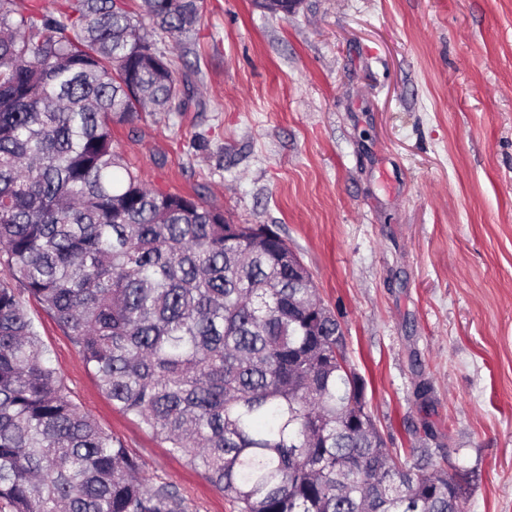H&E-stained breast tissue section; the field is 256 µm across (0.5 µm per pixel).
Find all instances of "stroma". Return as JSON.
<instances>
[{"instance_id": "1", "label": "stroma", "mask_w": 512, "mask_h": 512, "mask_svg": "<svg viewBox=\"0 0 512 512\" xmlns=\"http://www.w3.org/2000/svg\"><path fill=\"white\" fill-rule=\"evenodd\" d=\"M183 112L116 125L152 189L266 224L309 269L389 447L512 512V0H204ZM25 306L77 406L190 512H237ZM427 399L416 396L420 384Z\"/></svg>"}]
</instances>
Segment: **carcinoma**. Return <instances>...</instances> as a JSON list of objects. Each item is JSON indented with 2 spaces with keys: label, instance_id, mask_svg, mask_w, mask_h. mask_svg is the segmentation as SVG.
Wrapping results in <instances>:
<instances>
[{
  "label": "carcinoma",
  "instance_id": "obj_1",
  "mask_svg": "<svg viewBox=\"0 0 512 512\" xmlns=\"http://www.w3.org/2000/svg\"><path fill=\"white\" fill-rule=\"evenodd\" d=\"M201 0H0V501L10 512H190L82 411L22 297L112 403L238 512H466L431 449L387 447L336 351V315L265 224L149 188L112 126L181 107L145 32L178 45Z\"/></svg>",
  "mask_w": 512,
  "mask_h": 512
}]
</instances>
